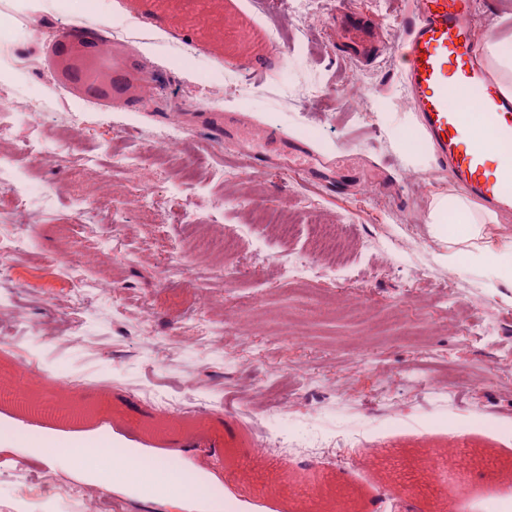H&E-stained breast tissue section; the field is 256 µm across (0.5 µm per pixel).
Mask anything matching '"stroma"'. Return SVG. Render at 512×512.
<instances>
[{
  "instance_id": "stroma-1",
  "label": "stroma",
  "mask_w": 512,
  "mask_h": 512,
  "mask_svg": "<svg viewBox=\"0 0 512 512\" xmlns=\"http://www.w3.org/2000/svg\"><path fill=\"white\" fill-rule=\"evenodd\" d=\"M12 0H0V89L41 99L37 129L14 117L0 140V179L29 193L32 206L10 227L24 249L0 267V386L30 374L28 402L37 409L84 410L81 428L25 422L34 433L75 438L112 422V442L156 465L178 457L181 470L240 499L243 512H323L319 503L262 493L282 471L322 472L338 487L346 512H435L448 478L429 474V449L467 453V494L479 499L512 474V214L489 224H452L438 233L429 213L456 187L435 166L425 135L419 163L397 147L403 126H415L397 48L410 22V0H313L317 16L306 37L305 65L294 61L301 21L290 0H37L23 14L38 39L13 36ZM478 35L498 45L484 55L493 77L512 58V0H476ZM368 18L373 53L348 55L336 32L339 12ZM142 31L118 58L138 66L159 88L131 102L79 93L53 96L57 59L49 49L75 25L106 33L117 14ZM274 31L275 55L265 70L226 62L208 40L225 28ZM195 28L182 45L183 28ZM38 60L37 69L9 64ZM318 93H311V84ZM238 114L248 126H270L303 142L311 155L343 157L349 167L335 188L301 174L256 167L237 144L215 136L209 117ZM43 155L25 148L31 137ZM134 154L154 165L150 191ZM231 172L218 181L217 170ZM148 208H140L142 194ZM286 215L281 237L256 223L255 209ZM314 223L338 225L344 273H330L312 244ZM305 260L309 277L286 267ZM207 326L206 338L197 335ZM189 388L203 406L201 436L158 440V420L139 383ZM254 410L274 427L308 420L363 421L377 428L376 458L362 443L333 433L326 459L297 451L288 460L254 459V439L241 411ZM404 422L389 428L391 417ZM27 449L0 439V512L25 500L53 512L58 490L100 487L93 470L72 460L45 466V482L26 487L16 469ZM124 512H224L221 501L183 498L117 484Z\"/></svg>"
}]
</instances>
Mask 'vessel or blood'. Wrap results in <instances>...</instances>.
Instances as JSON below:
<instances>
[{
	"label": "vessel or blood",
	"instance_id": "vessel-or-blood-1",
	"mask_svg": "<svg viewBox=\"0 0 512 512\" xmlns=\"http://www.w3.org/2000/svg\"><path fill=\"white\" fill-rule=\"evenodd\" d=\"M412 13L400 57L411 105L434 145L437 163L455 186L485 209L511 213L512 92L483 65L474 0H414ZM342 29L352 55H363L374 27L349 16ZM454 91L463 96L458 109L448 105ZM211 128L215 136L237 143L245 137L232 115L212 122ZM263 136L268 148L252 152L254 162L267 165L270 151L278 150L301 161L307 173L319 175L302 143L283 142L269 130Z\"/></svg>",
	"mask_w": 512,
	"mask_h": 512
}]
</instances>
